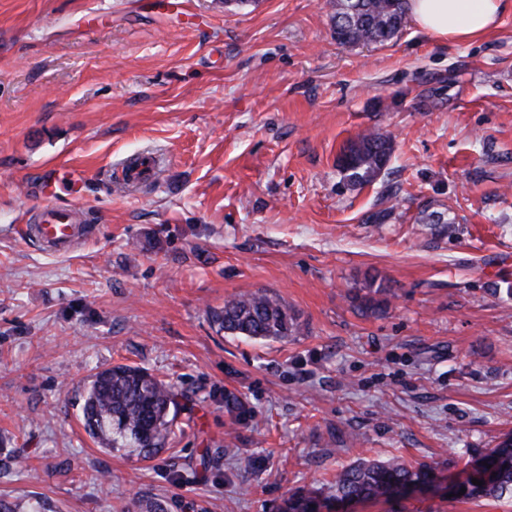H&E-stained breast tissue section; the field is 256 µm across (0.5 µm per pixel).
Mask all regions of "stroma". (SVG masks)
<instances>
[{"label":"stroma","mask_w":512,"mask_h":512,"mask_svg":"<svg viewBox=\"0 0 512 512\" xmlns=\"http://www.w3.org/2000/svg\"><path fill=\"white\" fill-rule=\"evenodd\" d=\"M332 2L0 0V500L284 512L356 460L454 477L512 434V13L468 42L408 24L352 48ZM367 130L394 153L352 188L337 159ZM139 155L156 175L130 187ZM391 189L397 218L369 223ZM47 195L94 228L70 253L23 235ZM427 206L457 224L416 223ZM373 276L394 297L366 314ZM256 291L298 336L216 332L210 310ZM116 364L180 396L154 458L84 429V386ZM339 512L512 501L431 487Z\"/></svg>","instance_id":"obj_1"}]
</instances>
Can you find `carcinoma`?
<instances>
[{
	"label": "carcinoma",
	"instance_id": "1",
	"mask_svg": "<svg viewBox=\"0 0 512 512\" xmlns=\"http://www.w3.org/2000/svg\"><path fill=\"white\" fill-rule=\"evenodd\" d=\"M407 0H336L332 16L336 40L347 46L383 45L401 31ZM393 154L392 138L366 131L344 148L338 167L346 185L364 186L385 172ZM420 224H454L456 217L443 211L419 212ZM393 297L384 283L369 280L367 291L352 297L365 312L384 311ZM211 322L228 336L285 340L300 332L295 312L277 297L263 292L241 294L210 311ZM177 394L171 385L148 371L119 364L95 374L84 393L83 424L89 436L103 448H130L142 458H151L175 434ZM471 478L451 487L463 499L512 497V437L497 447L474 455ZM434 469L408 466L398 460L359 459L342 467L328 487L329 497L354 502L409 493L412 486L434 483ZM483 485H475L472 479ZM465 493H460L461 489ZM323 492L301 488L286 503V512H319Z\"/></svg>",
	"mask_w": 512,
	"mask_h": 512
}]
</instances>
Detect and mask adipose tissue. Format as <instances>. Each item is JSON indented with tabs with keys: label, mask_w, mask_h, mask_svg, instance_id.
<instances>
[{
	"label": "adipose tissue",
	"mask_w": 512,
	"mask_h": 512,
	"mask_svg": "<svg viewBox=\"0 0 512 512\" xmlns=\"http://www.w3.org/2000/svg\"><path fill=\"white\" fill-rule=\"evenodd\" d=\"M512 0H408V17L426 34L444 41H470L489 32Z\"/></svg>",
	"instance_id": "obj_1"
}]
</instances>
